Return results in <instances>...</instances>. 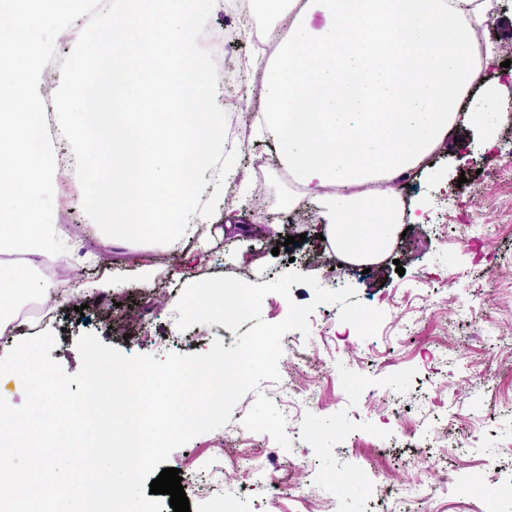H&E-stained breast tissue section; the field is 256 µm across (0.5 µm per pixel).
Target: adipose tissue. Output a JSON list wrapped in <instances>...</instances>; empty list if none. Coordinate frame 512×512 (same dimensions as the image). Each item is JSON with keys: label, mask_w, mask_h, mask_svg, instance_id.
Segmentation results:
<instances>
[{"label": "adipose tissue", "mask_w": 512, "mask_h": 512, "mask_svg": "<svg viewBox=\"0 0 512 512\" xmlns=\"http://www.w3.org/2000/svg\"><path fill=\"white\" fill-rule=\"evenodd\" d=\"M491 0H275L260 127L346 261L369 264L397 234L392 181L427 158L473 113L498 110L485 82L493 50L474 58Z\"/></svg>", "instance_id": "obj_1"}]
</instances>
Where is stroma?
Instances as JSON below:
<instances>
[{
  "instance_id": "obj_1",
  "label": "stroma",
  "mask_w": 512,
  "mask_h": 512,
  "mask_svg": "<svg viewBox=\"0 0 512 512\" xmlns=\"http://www.w3.org/2000/svg\"><path fill=\"white\" fill-rule=\"evenodd\" d=\"M498 147L486 155L484 141ZM458 146L432 153L425 173L393 184L407 203L426 208L425 221L396 237L369 273L326 277L333 250L321 240L313 202L300 196L277 158H270L262 203L218 204L220 223L204 227L197 245L127 243L112 246L82 206L54 201L66 250L55 274L42 273L57 301L47 325L56 337L50 356L68 374L81 366L79 337L92 333L126 355L164 358L206 352L235 336L217 325L176 326V296L194 282L233 276L252 284L287 272L316 278L321 287L350 286L363 305L384 314L378 332L360 337L342 322L336 304L318 306L309 335L282 339L280 371H297L299 392L286 398L265 380L235 406L230 421L192 438L168 457L180 471L190 512H296L304 495L332 501L335 512H456L512 483V117L481 112L457 133ZM470 191L469 223L447 220L448 195L459 177ZM247 224L251 249L232 243L224 223ZM294 244H287V237ZM80 265L84 279L122 269L124 285L58 301L60 275ZM148 268L151 288L139 287ZM83 312H75V305ZM268 470L256 481L253 464ZM455 480L441 487L442 469ZM207 486L194 490L196 479ZM423 479L427 495L413 501ZM389 484V493L380 485Z\"/></svg>"
}]
</instances>
